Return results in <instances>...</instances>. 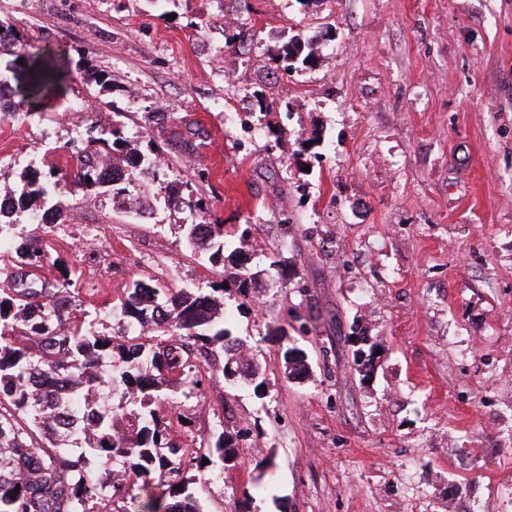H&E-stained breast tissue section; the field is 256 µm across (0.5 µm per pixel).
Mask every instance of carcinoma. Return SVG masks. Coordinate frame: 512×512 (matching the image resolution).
<instances>
[{
  "mask_svg": "<svg viewBox=\"0 0 512 512\" xmlns=\"http://www.w3.org/2000/svg\"><path fill=\"white\" fill-rule=\"evenodd\" d=\"M19 42L14 26L0 21V49ZM312 56V39L291 37L280 58L283 71L312 67L307 62ZM290 57L295 62H288ZM27 70L32 95L65 77L60 67L35 60ZM85 124L86 137L70 143L79 166L75 184L88 193L109 186L112 199L125 198L134 172L116 177L100 164L104 149L123 141V128L104 130L92 116ZM25 178L20 195L0 207V247L13 241L18 264L12 287L0 289V512H102L125 495L113 473L99 468L109 462L141 478L145 489L159 475L161 490L147 495L146 512H201L190 488L192 472L204 469L205 459L234 457V441L221 434L203 449L181 448L169 439V423L152 405L170 388L199 387L202 375L191 359L218 351L224 354V376L239 368L254 389L265 384L258 365L245 354L246 342L226 328L224 302L217 296L221 289L168 296L137 281L122 314L127 323L139 325V332L116 337L84 329L79 316L85 311L66 295L69 277L49 288L19 287L23 268L41 267L45 250L42 235L20 231L17 214L28 211L34 199L50 201L65 176L51 169L46 174L27 171ZM187 237L209 252L212 262L224 261V225L191 224ZM231 279L243 298L255 293L256 274L237 271ZM149 326L156 335H145ZM293 349L304 353L297 346L283 350L288 379L307 372L304 360L290 356ZM115 357L121 371L104 373V365ZM103 390L121 393L119 403L101 404ZM37 434L47 445L37 446Z\"/></svg>",
  "mask_w": 512,
  "mask_h": 512,
  "instance_id": "obj_1",
  "label": "carcinoma"
}]
</instances>
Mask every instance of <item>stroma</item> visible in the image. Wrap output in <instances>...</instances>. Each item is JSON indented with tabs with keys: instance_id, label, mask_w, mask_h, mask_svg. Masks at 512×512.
<instances>
[{
	"instance_id": "stroma-1",
	"label": "stroma",
	"mask_w": 512,
	"mask_h": 512,
	"mask_svg": "<svg viewBox=\"0 0 512 512\" xmlns=\"http://www.w3.org/2000/svg\"><path fill=\"white\" fill-rule=\"evenodd\" d=\"M28 58L65 59L57 93L0 123V191L67 172L38 276L120 333L135 281L226 287L264 396L201 364L200 391L158 407L185 448L238 434L199 472L203 512H512V0H0ZM317 41L283 83L276 57ZM118 112L181 196L138 209L109 188L85 206L69 110ZM223 225L262 290L242 303L189 223ZM376 343L372 379L353 337ZM297 343L308 372L285 379ZM312 38H306L303 36H292L283 49V56L280 57L279 61L284 63L283 71L292 73L296 70H302L310 68L314 65L315 55L314 47L312 45ZM299 54V58L294 63H288V58H295ZM313 57L312 63H307V59ZM297 64V66H295Z\"/></svg>"
}]
</instances>
